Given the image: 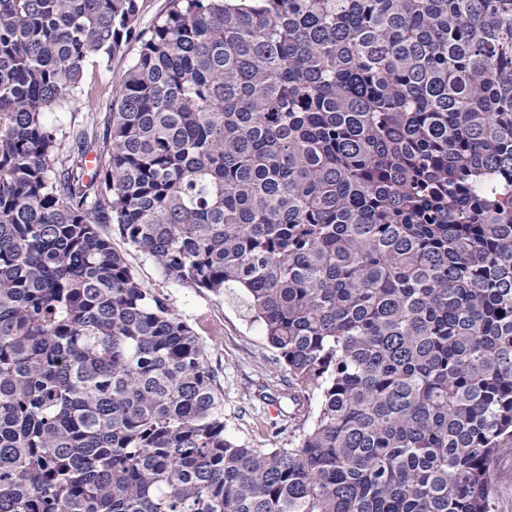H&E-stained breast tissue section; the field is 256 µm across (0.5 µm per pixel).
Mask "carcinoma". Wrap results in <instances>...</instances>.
Masks as SVG:
<instances>
[{
  "mask_svg": "<svg viewBox=\"0 0 512 512\" xmlns=\"http://www.w3.org/2000/svg\"><path fill=\"white\" fill-rule=\"evenodd\" d=\"M0 0V512H497L512 0ZM139 44L103 134L49 112ZM175 284L240 290L288 447L235 440ZM168 4L169 0H140L138 29L148 31L160 16L166 14Z\"/></svg>",
  "mask_w": 512,
  "mask_h": 512,
  "instance_id": "1",
  "label": "carcinoma"
}]
</instances>
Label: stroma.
Returning a JSON list of instances; mask_svg holds the SVG:
<instances>
[{
  "label": "stroma",
  "instance_id": "35a3bbf8",
  "mask_svg": "<svg viewBox=\"0 0 512 512\" xmlns=\"http://www.w3.org/2000/svg\"><path fill=\"white\" fill-rule=\"evenodd\" d=\"M136 54L137 47L132 44L113 57L109 69L87 67L83 87L89 95L88 104L47 114V121L65 131L90 119L103 125L108 104L119 92ZM112 244L125 253L144 287L166 296L204 343L208 364L224 398V421L232 437L255 446L287 447L294 436V427L284 414L288 374L274 365L273 352L260 326L246 315L243 295L228 291L216 296L179 287L120 237L113 236Z\"/></svg>",
  "mask_w": 512,
  "mask_h": 512
}]
</instances>
